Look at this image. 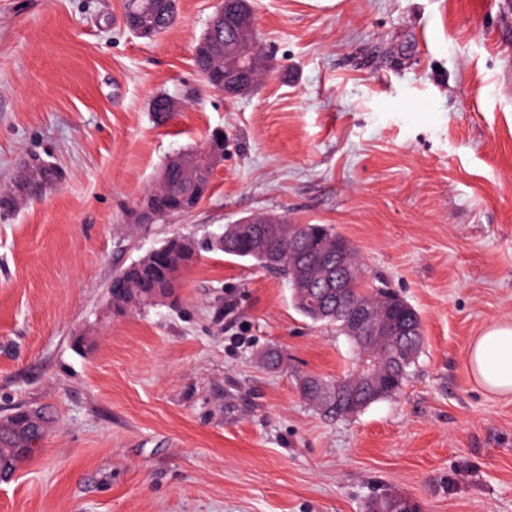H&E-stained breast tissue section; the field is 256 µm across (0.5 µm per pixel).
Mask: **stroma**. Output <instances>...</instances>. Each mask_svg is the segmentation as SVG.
<instances>
[{"mask_svg":"<svg viewBox=\"0 0 512 512\" xmlns=\"http://www.w3.org/2000/svg\"><path fill=\"white\" fill-rule=\"evenodd\" d=\"M251 3L271 69L227 98L193 65L219 0H178L152 39L124 0H0V417L51 418L0 512H364L379 489L512 512V397L465 365L512 320V0ZM219 130L196 210L136 223L167 159ZM255 214L332 226L364 287L418 310L399 393L319 416L297 380L351 372L348 339L220 253L176 307L108 317L115 270Z\"/></svg>","mask_w":512,"mask_h":512,"instance_id":"35a3bbf8","label":"stroma"}]
</instances>
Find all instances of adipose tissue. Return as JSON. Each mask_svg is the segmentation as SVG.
Returning a JSON list of instances; mask_svg holds the SVG:
<instances>
[{"label": "adipose tissue", "instance_id": "adipose-tissue-1", "mask_svg": "<svg viewBox=\"0 0 512 512\" xmlns=\"http://www.w3.org/2000/svg\"><path fill=\"white\" fill-rule=\"evenodd\" d=\"M466 367L484 390L512 396V321L490 322L466 353Z\"/></svg>", "mask_w": 512, "mask_h": 512}]
</instances>
